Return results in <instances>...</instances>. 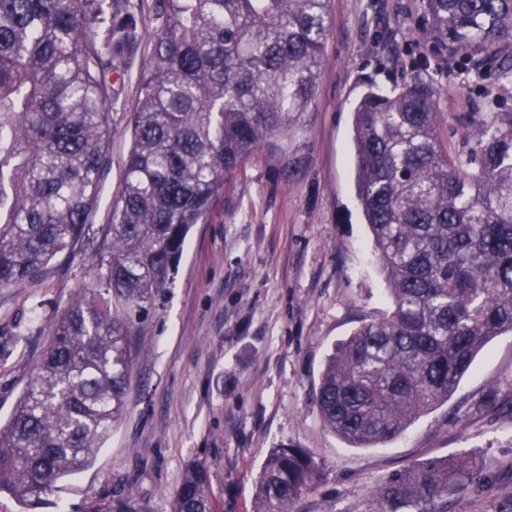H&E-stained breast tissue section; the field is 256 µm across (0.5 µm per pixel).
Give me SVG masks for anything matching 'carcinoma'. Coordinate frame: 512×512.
<instances>
[{
	"mask_svg": "<svg viewBox=\"0 0 512 512\" xmlns=\"http://www.w3.org/2000/svg\"><path fill=\"white\" fill-rule=\"evenodd\" d=\"M122 181L97 273L55 322L35 373L0 424V492L32 505L90 467L122 419L130 336L166 287L188 228L226 177L287 158L319 92L329 0H160ZM432 32L464 60L501 56L512 83V0H426ZM129 0H0V288H22L83 240L103 191L112 75L129 67ZM437 90L365 85L353 107L355 190L388 312L328 358L315 405L352 448H373L448 401L476 354L512 332V112L452 155ZM481 464L432 460L375 490L377 512H428ZM317 468L301 448L264 461L253 512H294ZM174 512H212L189 465Z\"/></svg>",
	"mask_w": 512,
	"mask_h": 512,
	"instance_id": "obj_1",
	"label": "carcinoma"
}]
</instances>
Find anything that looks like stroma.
Masks as SVG:
<instances>
[{"label":"stroma","mask_w":512,"mask_h":512,"mask_svg":"<svg viewBox=\"0 0 512 512\" xmlns=\"http://www.w3.org/2000/svg\"><path fill=\"white\" fill-rule=\"evenodd\" d=\"M159 0H132L141 25L130 66L112 80V138L89 236L40 280L0 288V419L50 341L53 323L96 266L101 225L122 179L138 75L151 54ZM318 97L290 163L265 155L229 178L206 222L192 225L167 288L132 338L124 416L95 463L47 493L37 512H172L187 465L204 467L213 512H252L272 449H305L319 466L296 512H375L395 473L445 458L484 466L448 512L512 503V334L494 338L448 401L401 436L352 448L327 429L314 392L335 344L388 308L386 284L354 186L352 106L363 85L419 78L440 93L439 132L468 152L489 112H512V84L487 60L480 79L435 40L424 0H330Z\"/></svg>","instance_id":"obj_1"}]
</instances>
